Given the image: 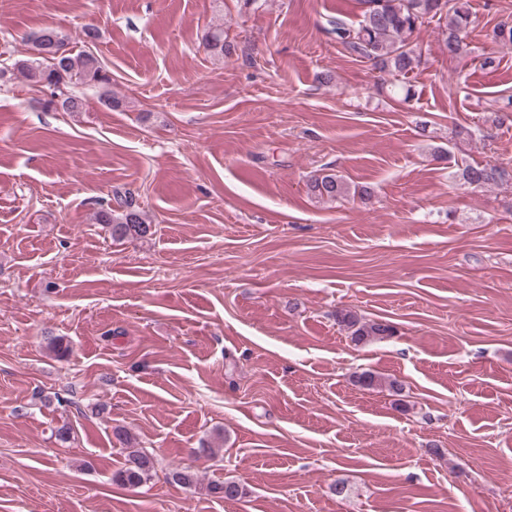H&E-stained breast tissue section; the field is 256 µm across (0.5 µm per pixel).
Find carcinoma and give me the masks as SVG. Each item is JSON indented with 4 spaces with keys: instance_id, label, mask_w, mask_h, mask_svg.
Returning <instances> with one entry per match:
<instances>
[{
    "instance_id": "carcinoma-1",
    "label": "carcinoma",
    "mask_w": 512,
    "mask_h": 512,
    "mask_svg": "<svg viewBox=\"0 0 512 512\" xmlns=\"http://www.w3.org/2000/svg\"><path fill=\"white\" fill-rule=\"evenodd\" d=\"M363 19L356 28L336 23L331 32L336 40L351 53L372 62L382 73L392 76L405 75L417 67L421 55L417 54L408 38L429 20L438 17L447 19L444 46L448 55L464 58L469 53L468 30L472 23L469 0H363ZM30 56L17 59L13 71L18 73L31 90H50V98L44 105L60 108L66 112L83 110V98L72 90L83 86L99 88V99L114 107L112 82L101 61L93 53L78 54L67 49V38L60 31L46 27L28 37ZM206 46L215 56L224 55V29L209 32ZM506 171L491 163L467 164L461 169L465 183L475 187L496 185ZM310 195L319 202H333L350 196L364 197L366 189L350 186L343 176L321 169L307 180ZM115 205L98 214V221L112 225V234L121 238H142L149 232L144 212L136 204L129 191L115 193ZM336 321L346 330L355 344H366L394 334V326L382 320H365L357 314L341 310L336 312ZM47 349L60 359L69 353V344L61 336L44 337ZM153 469L150 453L143 449H132L124 456L120 469L112 474V481L123 486L135 487L143 483ZM208 492L227 500H236L246 495L244 485L235 480L213 483Z\"/></svg>"
}]
</instances>
